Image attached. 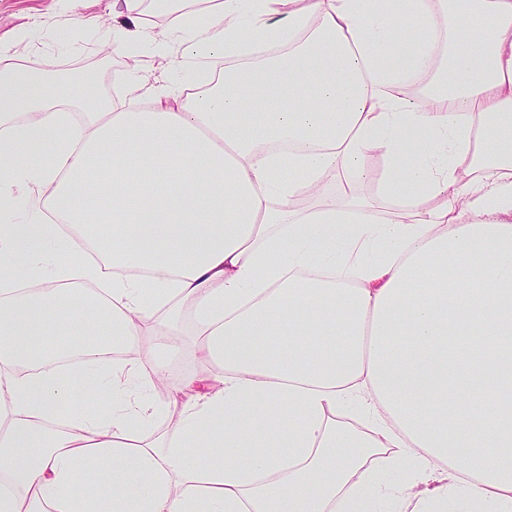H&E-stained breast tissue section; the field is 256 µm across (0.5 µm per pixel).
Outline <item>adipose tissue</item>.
<instances>
[{
    "label": "adipose tissue",
    "mask_w": 512,
    "mask_h": 512,
    "mask_svg": "<svg viewBox=\"0 0 512 512\" xmlns=\"http://www.w3.org/2000/svg\"><path fill=\"white\" fill-rule=\"evenodd\" d=\"M116 2L118 102L0 47V512H512V0ZM174 332L178 334V338L183 344L182 354L173 361L170 369V381L177 382L185 374L194 373L199 376L209 377L218 374L223 369L205 360V358L196 350L192 343L193 339V322L191 316L183 314L178 317Z\"/></svg>",
    "instance_id": "1"
}]
</instances>
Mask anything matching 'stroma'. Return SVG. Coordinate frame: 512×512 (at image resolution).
Here are the masks:
<instances>
[{
    "instance_id": "1",
    "label": "stroma",
    "mask_w": 512,
    "mask_h": 512,
    "mask_svg": "<svg viewBox=\"0 0 512 512\" xmlns=\"http://www.w3.org/2000/svg\"><path fill=\"white\" fill-rule=\"evenodd\" d=\"M112 3L80 0L78 12L101 19L97 27L73 22L59 12L56 0H0V43L10 46L18 58L37 60L50 70L102 73L105 88H112L127 65L122 54L106 57L100 50L106 33L104 24L112 19ZM174 330L183 351L171 365V381H179L188 373L203 377L220 373V366L206 361L194 347L190 315H181Z\"/></svg>"
}]
</instances>
